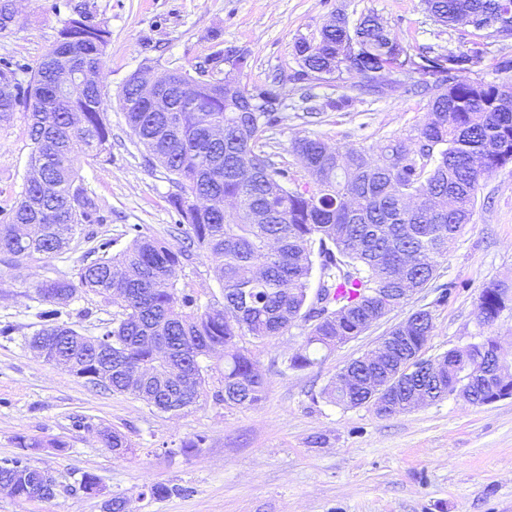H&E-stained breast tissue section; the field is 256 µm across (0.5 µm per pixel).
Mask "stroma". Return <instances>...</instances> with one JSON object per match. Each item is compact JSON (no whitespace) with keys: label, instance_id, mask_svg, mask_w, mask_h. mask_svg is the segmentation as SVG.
<instances>
[{"label":"stroma","instance_id":"35a3bbf8","mask_svg":"<svg viewBox=\"0 0 512 512\" xmlns=\"http://www.w3.org/2000/svg\"><path fill=\"white\" fill-rule=\"evenodd\" d=\"M15 20L0 30V60L36 66L54 44L64 19L80 10L112 33L103 64L102 108L112 128V151L79 156L80 174L104 223L84 225L68 248L51 256L0 262V459L17 454V436L41 440L32 462L59 485L49 501L27 502L0 487V512H103L107 498L127 500V512H512V398L474 405L448 397L392 415L371 407L346 408L318 393L347 362L375 349L383 336L420 309L434 316L435 332L425 347L433 359L466 345L477 333L495 337L501 360L512 366V302L498 320L478 328L479 295L488 283L512 289V164L481 179L473 214L435 278L407 304L341 345L312 369H288L306 330L282 336L237 340L268 380L265 400L254 407H225L213 394L222 387L223 353L211 359L207 396L180 415L162 413L132 396L93 388L39 359L29 347L47 303L42 283L74 278L94 260L95 237L124 248L129 225L180 247L171 228L180 220L168 199L176 188L161 166L146 163L144 148L126 125L118 94L134 71L154 75L181 70L198 75L217 53L244 55L242 86L286 79L281 121L270 131L276 161L293 162V141L319 137L332 145L375 148L413 135L424 116L425 98L403 88L380 95L360 93L361 78L329 82L298 79L294 46L343 11L350 21L377 15L400 37L409 53L424 49L461 51L458 31L435 21L420 0H12ZM347 93L349 112L321 113L326 100ZM30 141L23 114L0 131V208L14 202L27 172ZM179 282L195 291L200 307L222 301L212 263L195 252ZM453 284L447 303L443 285ZM120 308L111 299L78 291L62 319L95 336ZM128 436L133 451L114 458L101 442L103 428ZM205 435L194 455L180 454L181 442ZM325 435L324 446H313ZM96 475L103 496L79 489L83 474ZM154 484L174 487L171 496H144Z\"/></svg>","mask_w":512,"mask_h":512}]
</instances>
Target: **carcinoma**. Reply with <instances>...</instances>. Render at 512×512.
Returning <instances> with one entry per match:
<instances>
[{
	"instance_id": "obj_1",
	"label": "carcinoma",
	"mask_w": 512,
	"mask_h": 512,
	"mask_svg": "<svg viewBox=\"0 0 512 512\" xmlns=\"http://www.w3.org/2000/svg\"><path fill=\"white\" fill-rule=\"evenodd\" d=\"M437 22L460 27L465 50L420 56L407 49L376 16L320 28L315 40L301 37L295 53L302 68L324 72L328 80L358 75L367 91L385 92L393 69L411 62L424 80L411 84L428 96L416 135L390 139L369 152L331 146L303 137L292 144L300 171L272 159L265 133L280 121L277 112L251 111L252 94L244 86L223 89L181 74L178 112H136L129 106L133 77L119 102L127 126L143 145L150 164L170 175L177 192L169 203L183 222L174 230L187 245L174 250L133 224L130 244L112 253L115 241L101 239L99 257L79 268L75 280H54L38 291L50 304L41 313L38 332L54 350L53 364L71 375L89 376L94 387L128 394L158 411L179 414L205 394L208 360L224 349L222 389L214 398L228 407H252L266 396L268 381L256 362L235 349L236 339L268 340L298 322L309 323L300 350L287 368L308 370L326 359L345 338L359 336L375 321L385 300L401 307L434 279L463 226L470 222L480 180L512 163V81L484 82L468 76L488 50L481 48L488 23L512 25V0H421ZM111 32L80 12L66 19L50 51L23 83L5 62L0 65V129L25 109L31 144L22 191L0 211V255L11 261L54 255L84 224L100 221L75 165L77 150L97 155L112 148V128L102 109V93L66 89L75 70H91L102 82L103 58ZM432 80H426V77ZM355 97L330 99L322 111L346 112ZM233 202L214 209L206 201ZM197 249L214 263L223 303L200 309L191 289L178 287L183 261ZM321 285L316 308L313 279ZM101 294L121 312L89 337L61 320L59 306L78 289ZM512 289L490 283L480 295L477 320L490 325L498 305ZM434 330L432 311L420 309L394 326L390 336L404 337L394 359L406 350L424 354ZM498 344L492 336L449 351L437 361L463 376L466 400L486 405L499 392L485 377L492 371ZM347 384L339 375L321 389L327 402L346 407L368 405L376 413L384 403L367 399L363 382L372 366L359 357L346 364ZM453 381L433 382L418 370L402 372L392 385L393 399L406 410L418 397L433 403L448 395ZM21 453L0 460V480L33 483L39 472L27 450L42 443L16 437ZM104 447L117 458L132 448L116 429L101 431Z\"/></svg>"
}]
</instances>
